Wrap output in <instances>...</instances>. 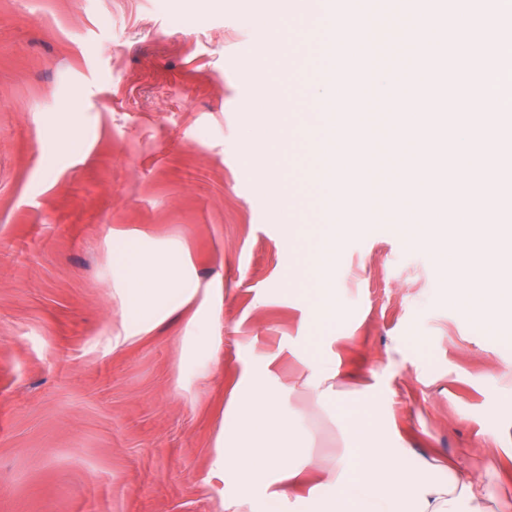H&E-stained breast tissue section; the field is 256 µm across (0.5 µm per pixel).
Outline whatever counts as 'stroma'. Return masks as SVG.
I'll return each mask as SVG.
<instances>
[{"label":"stroma","instance_id":"obj_1","mask_svg":"<svg viewBox=\"0 0 512 512\" xmlns=\"http://www.w3.org/2000/svg\"><path fill=\"white\" fill-rule=\"evenodd\" d=\"M304 3L264 32L276 0H0V512H296L302 497L322 512L316 472L281 497L219 454L233 388L263 373L308 412L316 457L386 448L407 473L453 465L512 496V343L463 310L430 244L353 201L334 322L294 275L326 221L310 121L244 106L326 76L327 42L308 33L325 21ZM306 35L307 64L284 76ZM418 51L385 36L370 55L410 78ZM116 228L177 247L200 286L223 279L208 375L182 365L198 302L123 340ZM313 356L336 363L334 405L302 385ZM354 417L376 434L345 437Z\"/></svg>","mask_w":512,"mask_h":512}]
</instances>
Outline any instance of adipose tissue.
<instances>
[{"label":"adipose tissue","mask_w":512,"mask_h":512,"mask_svg":"<svg viewBox=\"0 0 512 512\" xmlns=\"http://www.w3.org/2000/svg\"><path fill=\"white\" fill-rule=\"evenodd\" d=\"M112 271L121 283L129 309L162 318L193 300L199 283L189 260L169 247L146 250L121 230L112 233ZM224 301V284L217 281L195 313L197 335L188 358L193 371L209 373L220 364V341L211 331ZM283 391L250 376L234 388L218 437L225 457L237 460L239 480L254 487L271 481L288 483L309 470H320L325 501L338 512H512V503H495L480 480L462 478L449 470L438 478L431 465L416 476L391 469L382 448L345 449L327 468H320L306 443L308 415L288 412ZM415 494H408L409 485Z\"/></svg>","instance_id":"obj_1"}]
</instances>
